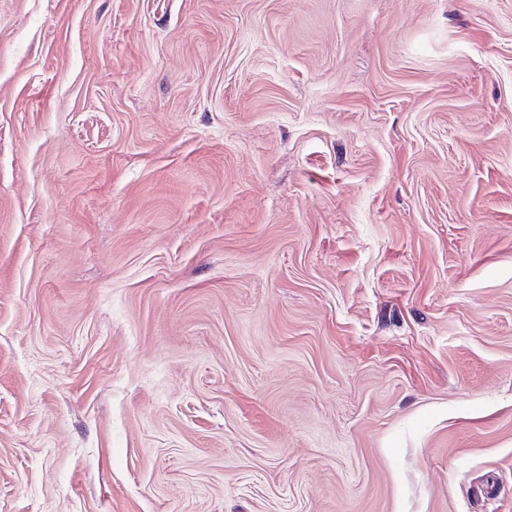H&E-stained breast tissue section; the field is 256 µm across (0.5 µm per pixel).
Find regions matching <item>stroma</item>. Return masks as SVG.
Masks as SVG:
<instances>
[{
	"instance_id": "stroma-1",
	"label": "stroma",
	"mask_w": 512,
	"mask_h": 512,
	"mask_svg": "<svg viewBox=\"0 0 512 512\" xmlns=\"http://www.w3.org/2000/svg\"><path fill=\"white\" fill-rule=\"evenodd\" d=\"M0 512H512V0H0Z\"/></svg>"
}]
</instances>
